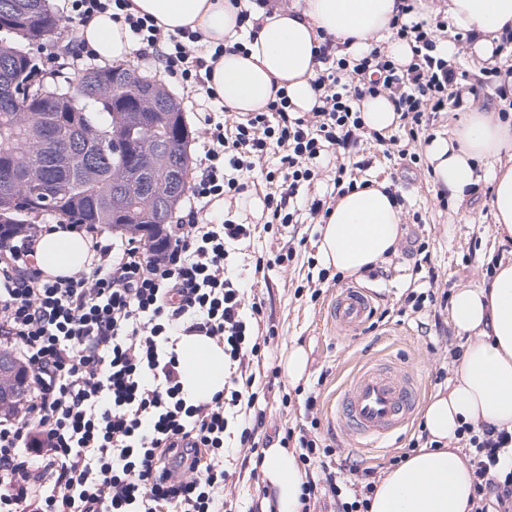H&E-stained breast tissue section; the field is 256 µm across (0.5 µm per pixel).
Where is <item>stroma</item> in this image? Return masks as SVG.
Returning <instances> with one entry per match:
<instances>
[{"mask_svg":"<svg viewBox=\"0 0 512 512\" xmlns=\"http://www.w3.org/2000/svg\"><path fill=\"white\" fill-rule=\"evenodd\" d=\"M126 60L142 74L159 79L178 100L188 130L197 131L202 114L197 110L194 92L169 80L157 58H145L134 51ZM460 116V111L451 108L437 113L417 136H410L408 128L400 126L392 129L391 142L380 145L365 140L360 145L358 157L367 166L356 171L357 180L388 179L404 199L400 215L403 233L395 253L379 264L377 274L364 271L353 278L354 283L375 291L376 309L387 313L374 330L342 336L331 326L327 309L337 288L332 280L318 278L319 223L299 224L291 232L283 228L261 231L266 218L251 209L249 202L264 198L268 191L265 181L255 180L246 195L212 207L213 218H222L229 212L258 227L250 247L233 254L230 262L242 278L253 280L254 286L247 295L262 301V325L275 330L260 363L262 375L270 376L271 383L265 388L267 407L259 435L270 436L290 427H301L305 422V399L313 392L317 395L314 413L320 422L318 432L335 450L333 464L348 462L380 472L389 468L392 456L407 447L412 430H404L391 446L375 457H368L336 424L337 393L367 362L383 363L396 357L420 380L423 400H430L438 391L437 372H444L445 383L454 380V352L466 344V337L456 332L448 311L436 315L426 309L417 313L407 309L408 289L419 293L428 289V268L416 266L414 244L427 242L430 268L438 272L440 288L453 292L480 286L487 279V266L501 259L512 260V243L493 236L490 199L484 190L456 202L440 199L432 182L426 149L433 139L448 137ZM402 148L417 153L418 163L400 159L398 151ZM292 237L299 241L297 259L290 265L275 264L274 255ZM259 259L266 260L267 267L264 278L257 280L253 273ZM297 346L307 353L308 369L304 378L294 384L285 375L283 364ZM226 468L229 477L224 495L230 512H267L274 495L248 449H237Z\"/></svg>","mask_w":512,"mask_h":512,"instance_id":"obj_1","label":"stroma"}]
</instances>
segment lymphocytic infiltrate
Here are the masks:
<instances>
[{"instance_id": "obj_1", "label": "lymphocytic infiltrate", "mask_w": 512, "mask_h": 512, "mask_svg": "<svg viewBox=\"0 0 512 512\" xmlns=\"http://www.w3.org/2000/svg\"><path fill=\"white\" fill-rule=\"evenodd\" d=\"M81 22L111 11L140 46L153 51L184 87L208 88L204 57L193 31L164 32L130 0H71ZM413 0H403L393 27L413 60L399 68L384 48L358 60L333 58L334 44L319 48L327 69L314 81L319 106L298 117L285 92L266 111L249 113L226 133L205 118L199 132L204 167L189 187V223L150 248L130 238L95 244L97 260L71 276L51 277L36 266L35 244L47 224L0 232V345L18 351L31 374L26 404L0 421V512H224L226 441L258 454L260 388L252 362L262 357L260 304H246L243 283L230 272L229 248L250 240L254 228L232 219L208 221L213 201L244 193L246 173L271 148L282 167L265 174L266 228L294 227L303 216L329 214L330 204L301 196L330 149L354 147L367 136L386 137L364 125L362 98L389 95L411 128L431 113L480 101L479 86L460 91L459 74L438 47L444 21L410 20ZM211 339L224 349L229 377L211 399L187 402L174 351L178 334ZM457 434L469 451L480 512H512V431L463 424ZM298 461L320 465L325 486L306 479L299 512L317 493L336 512H369L375 470L352 481L331 472L332 446L316 428L299 431Z\"/></svg>"}]
</instances>
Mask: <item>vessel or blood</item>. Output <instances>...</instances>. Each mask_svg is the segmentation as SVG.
<instances>
[{"mask_svg": "<svg viewBox=\"0 0 512 512\" xmlns=\"http://www.w3.org/2000/svg\"><path fill=\"white\" fill-rule=\"evenodd\" d=\"M373 298L372 289L366 287L340 289L330 307V323L340 334H355L370 320ZM418 396V379L412 371L394 363H372L344 389L337 418L358 447L374 451L411 421Z\"/></svg>", "mask_w": 512, "mask_h": 512, "instance_id": "1", "label": "vessel or blood"}]
</instances>
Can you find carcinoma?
Returning a JSON list of instances; mask_svg holds the SVG:
<instances>
[{"instance_id": "carcinoma-1", "label": "carcinoma", "mask_w": 512, "mask_h": 512, "mask_svg": "<svg viewBox=\"0 0 512 512\" xmlns=\"http://www.w3.org/2000/svg\"><path fill=\"white\" fill-rule=\"evenodd\" d=\"M12 5L10 28L0 31V227L26 225L24 212L42 210L70 224L158 223L153 197L179 202L188 189V131L180 103L163 91V102L150 107L141 98L151 77H140L123 99L110 96L106 82L116 67H92L78 74L83 88L68 96L71 73L58 70L48 81V95L27 103L13 97L15 89L38 76L40 61L28 43L59 41L68 35L50 0H0ZM168 128L180 136L179 169L154 153L141 125ZM56 184L52 205L42 207L37 183ZM126 186L118 201L112 185Z\"/></svg>"}]
</instances>
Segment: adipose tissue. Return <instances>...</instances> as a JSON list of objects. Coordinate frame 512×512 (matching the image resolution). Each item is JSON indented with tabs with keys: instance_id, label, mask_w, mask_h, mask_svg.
I'll use <instances>...</instances> for the list:
<instances>
[{
	"instance_id": "ef3b65f1",
	"label": "adipose tissue",
	"mask_w": 512,
	"mask_h": 512,
	"mask_svg": "<svg viewBox=\"0 0 512 512\" xmlns=\"http://www.w3.org/2000/svg\"><path fill=\"white\" fill-rule=\"evenodd\" d=\"M133 3L164 31L175 34L187 27L202 33L208 49L222 48L208 85L226 110L242 115L264 111L282 88L293 111L312 112L318 104L313 82L322 66L316 49L328 37L342 56L357 58L384 42L399 65L412 59L406 42L392 36L401 0H294L261 14V27L243 53L234 49L238 10L229 0ZM446 11L457 29L473 33L468 53L480 61L491 59L501 37L512 30V0H448ZM79 36L108 60L124 58L131 50L126 26L108 12L83 26ZM427 158L434 184L452 200H463L475 184L491 180L493 232L512 237L511 112L464 113L450 138L431 142ZM389 186L386 180L373 181L337 197L321 228L318 258L323 266L355 275L394 253L401 224ZM89 247L81 232L46 233L36 244L37 263L45 274L69 276L86 269ZM450 319L469 342L451 387L438 391L424 411V427L434 445L382 472L370 512H475L470 462L450 442L465 423L512 429V262H497L490 283L458 290ZM175 351L188 399L208 400L223 391L222 347L203 336H183ZM261 467L275 490L278 512H297L304 473L294 454L268 448Z\"/></svg>"
}]
</instances>
